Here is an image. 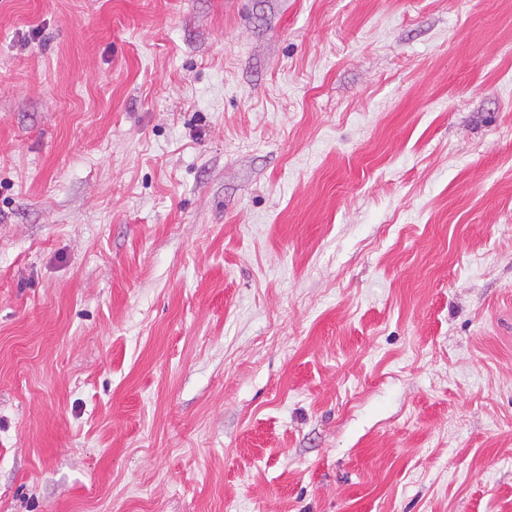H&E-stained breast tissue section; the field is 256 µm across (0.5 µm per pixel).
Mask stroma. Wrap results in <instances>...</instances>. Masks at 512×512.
Here are the masks:
<instances>
[{"label":"stroma","mask_w":512,"mask_h":512,"mask_svg":"<svg viewBox=\"0 0 512 512\" xmlns=\"http://www.w3.org/2000/svg\"><path fill=\"white\" fill-rule=\"evenodd\" d=\"M0 512H512V0H0Z\"/></svg>","instance_id":"obj_1"}]
</instances>
